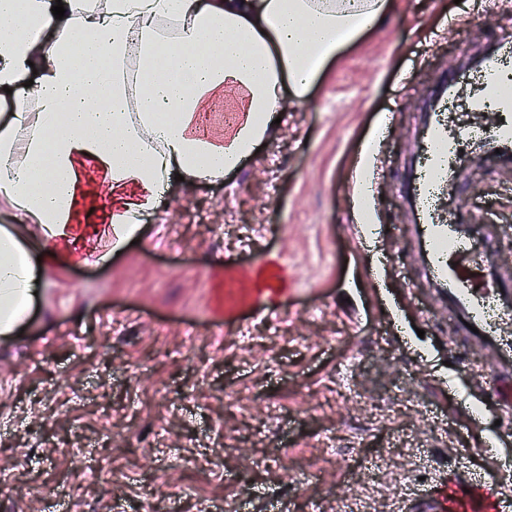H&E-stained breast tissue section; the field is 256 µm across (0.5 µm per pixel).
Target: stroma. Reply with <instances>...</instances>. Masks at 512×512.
Listing matches in <instances>:
<instances>
[{"label": "stroma", "mask_w": 512, "mask_h": 512, "mask_svg": "<svg viewBox=\"0 0 512 512\" xmlns=\"http://www.w3.org/2000/svg\"><path fill=\"white\" fill-rule=\"evenodd\" d=\"M502 33L512 0H396L238 169L170 181L137 244L49 268L0 337V512H338L363 494L399 512L448 470L512 490V415L428 287L399 192L437 77ZM508 186L512 166L470 155L457 195L499 225L512 273ZM275 259L295 280L283 314L225 322V272ZM109 452L124 470L88 478Z\"/></svg>", "instance_id": "35a3bbf8"}]
</instances>
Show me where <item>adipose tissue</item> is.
<instances>
[{
  "label": "adipose tissue",
  "mask_w": 512,
  "mask_h": 512,
  "mask_svg": "<svg viewBox=\"0 0 512 512\" xmlns=\"http://www.w3.org/2000/svg\"><path fill=\"white\" fill-rule=\"evenodd\" d=\"M0 0V221L81 229V170L111 196L112 245L142 229L174 174L217 180L270 136L284 100L302 107L324 67L392 0ZM231 98L221 143L197 113ZM44 264L0 230V335L29 315Z\"/></svg>",
  "instance_id": "adipose-tissue-1"
}]
</instances>
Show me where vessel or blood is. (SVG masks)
<instances>
[{
	"label": "vessel or blood",
	"mask_w": 512,
	"mask_h": 512,
	"mask_svg": "<svg viewBox=\"0 0 512 512\" xmlns=\"http://www.w3.org/2000/svg\"><path fill=\"white\" fill-rule=\"evenodd\" d=\"M512 63V35L500 34L495 51L482 66L492 87L491 100L472 101L475 110L493 103L497 119L491 127L464 133L449 131L445 113H431L422 131V154L407 171L404 197L417 238L418 256L437 295L455 316L460 333L474 339L490 356L489 393L502 411L512 410V275L494 258L499 238L495 224L470 222L466 203L449 199L461 177V147L473 154L497 156L512 164V92L498 76ZM258 285L244 287L226 276L224 317L235 320L246 308L256 316H273L290 293L284 266L269 262L257 274ZM405 512H512V496L491 479L466 473L448 474L418 491Z\"/></svg>",
	"instance_id": "obj_1"
}]
</instances>
